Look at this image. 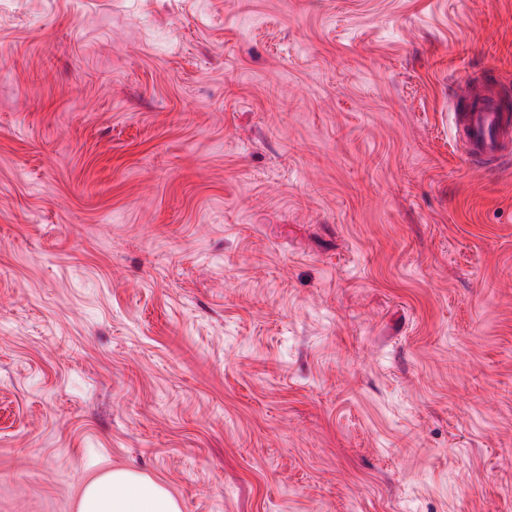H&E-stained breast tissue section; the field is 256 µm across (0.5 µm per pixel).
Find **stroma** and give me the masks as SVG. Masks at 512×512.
Wrapping results in <instances>:
<instances>
[{
	"label": "stroma",
	"mask_w": 512,
	"mask_h": 512,
	"mask_svg": "<svg viewBox=\"0 0 512 512\" xmlns=\"http://www.w3.org/2000/svg\"><path fill=\"white\" fill-rule=\"evenodd\" d=\"M0 512H512V0H0ZM452 111L453 136L464 157L494 161L512 152V113L484 84L462 78ZM78 512H180L178 501L147 475L130 469L108 471L83 491Z\"/></svg>",
	"instance_id": "stroma-1"
}]
</instances>
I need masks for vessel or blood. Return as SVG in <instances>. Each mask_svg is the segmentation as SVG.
Returning a JSON list of instances; mask_svg holds the SVG:
<instances>
[{
	"label": "vessel or blood",
	"mask_w": 512,
	"mask_h": 512,
	"mask_svg": "<svg viewBox=\"0 0 512 512\" xmlns=\"http://www.w3.org/2000/svg\"><path fill=\"white\" fill-rule=\"evenodd\" d=\"M451 119L464 157L493 161L512 153V112L503 109L484 85L462 78Z\"/></svg>",
	"instance_id": "obj_1"
}]
</instances>
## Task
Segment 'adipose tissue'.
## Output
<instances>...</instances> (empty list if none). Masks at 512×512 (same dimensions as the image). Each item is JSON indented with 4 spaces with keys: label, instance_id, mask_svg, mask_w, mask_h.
Returning <instances> with one entry per match:
<instances>
[{
    "label": "adipose tissue",
    "instance_id": "obj_1",
    "mask_svg": "<svg viewBox=\"0 0 512 512\" xmlns=\"http://www.w3.org/2000/svg\"><path fill=\"white\" fill-rule=\"evenodd\" d=\"M77 512H180V507L151 477L130 469H114L86 486Z\"/></svg>",
    "mask_w": 512,
    "mask_h": 512
}]
</instances>
